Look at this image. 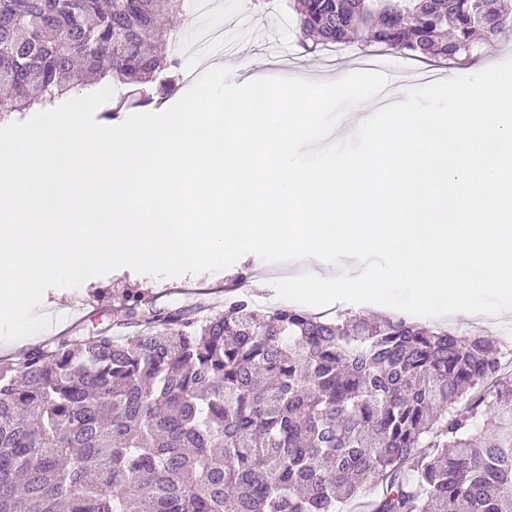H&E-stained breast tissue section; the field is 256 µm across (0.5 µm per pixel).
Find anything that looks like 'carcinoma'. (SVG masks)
Masks as SVG:
<instances>
[{"instance_id":"1","label":"carcinoma","mask_w":512,"mask_h":512,"mask_svg":"<svg viewBox=\"0 0 512 512\" xmlns=\"http://www.w3.org/2000/svg\"><path fill=\"white\" fill-rule=\"evenodd\" d=\"M159 0H0V122L85 78L178 67ZM309 49L366 42L467 62L512 0H290ZM133 325L132 336H116ZM502 344L405 316L263 309L202 317L126 291L113 320L0 358V512H512ZM434 449V453L426 449Z\"/></svg>"}]
</instances>
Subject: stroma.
Segmentation results:
<instances>
[{
  "label": "stroma",
  "instance_id": "obj_1",
  "mask_svg": "<svg viewBox=\"0 0 512 512\" xmlns=\"http://www.w3.org/2000/svg\"><path fill=\"white\" fill-rule=\"evenodd\" d=\"M222 10L198 11L195 0H187L183 17L176 26L179 42V66L177 91L164 94L166 105H173L180 97V91L192 83L207 69L213 56L229 55L241 62L258 58L265 60V75L292 77L298 66L307 65L327 74L346 76L361 70V54L370 52L369 44L360 40L337 46L335 55L317 51L307 54L300 44L299 30L294 15L287 5H277L275 9L251 4L250 0H223ZM512 59V35L507 36L494 51L482 55L468 65L460 66L442 58H429L427 74L441 76L453 73L454 76H469L491 62L502 63ZM346 270L358 275L354 259H344L341 266H332L314 259L270 265L259 257H252L240 273L242 281L239 290L251 293L250 283L254 277L263 275L278 279L281 271L297 275L310 271L324 276ZM224 280H181L170 278L155 286H146L144 281L127 272L111 271L76 297L75 311L80 312V327L83 335L106 325L112 317V309L117 306L127 289L136 288L143 295L154 298L158 308L175 309L192 307L200 303L209 304L225 297Z\"/></svg>",
  "mask_w": 512,
  "mask_h": 512
}]
</instances>
